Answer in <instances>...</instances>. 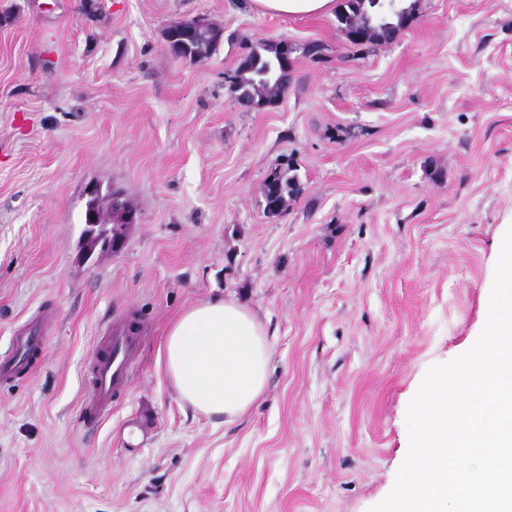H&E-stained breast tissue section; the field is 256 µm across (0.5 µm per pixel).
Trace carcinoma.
Segmentation results:
<instances>
[{
  "label": "carcinoma",
  "mask_w": 512,
  "mask_h": 512,
  "mask_svg": "<svg viewBox=\"0 0 512 512\" xmlns=\"http://www.w3.org/2000/svg\"><path fill=\"white\" fill-rule=\"evenodd\" d=\"M411 13V7L403 5V0H345L344 8L337 15L344 31L356 21L369 25L373 32L388 37ZM190 37L172 48L177 58L202 62L208 59L220 42L221 30L204 19L185 21ZM286 49L265 41L250 47L249 53L233 76V91L237 101L259 106L279 95L288 80V73L278 64ZM273 182L280 188L276 198L284 202L285 196L297 192L295 179L286 176V171L274 169Z\"/></svg>",
  "instance_id": "obj_1"
}]
</instances>
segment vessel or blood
Returning <instances> with one entry per match:
<instances>
[{
  "instance_id": "obj_1",
  "label": "vessel or blood",
  "mask_w": 512,
  "mask_h": 512,
  "mask_svg": "<svg viewBox=\"0 0 512 512\" xmlns=\"http://www.w3.org/2000/svg\"><path fill=\"white\" fill-rule=\"evenodd\" d=\"M44 342L41 323H30L27 329L13 336L12 356L0 362V379H11L31 369V355ZM136 339L121 329H112L105 348L98 353L92 376V395L85 402L82 413L85 420H100L112 407L115 388L127 378L136 349Z\"/></svg>"
}]
</instances>
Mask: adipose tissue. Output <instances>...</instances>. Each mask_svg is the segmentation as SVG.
I'll use <instances>...</instances> for the list:
<instances>
[{"label":"adipose tissue","mask_w":512,"mask_h":512,"mask_svg":"<svg viewBox=\"0 0 512 512\" xmlns=\"http://www.w3.org/2000/svg\"><path fill=\"white\" fill-rule=\"evenodd\" d=\"M287 17L332 14L336 0H251ZM181 399L194 412L234 423L263 396L271 348L258 319L234 299L194 305L171 324L159 356Z\"/></svg>","instance_id":"ef3b65f1"}]
</instances>
